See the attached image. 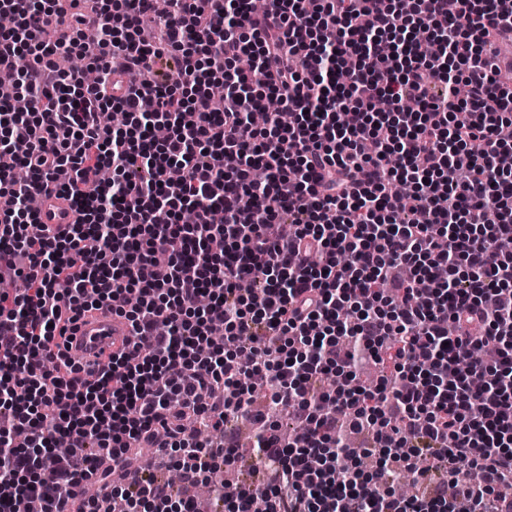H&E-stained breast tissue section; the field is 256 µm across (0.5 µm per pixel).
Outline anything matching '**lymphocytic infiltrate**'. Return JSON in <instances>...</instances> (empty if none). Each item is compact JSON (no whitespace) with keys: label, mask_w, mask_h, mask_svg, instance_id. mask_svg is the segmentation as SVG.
<instances>
[{"label":"lymphocytic infiltrate","mask_w":512,"mask_h":512,"mask_svg":"<svg viewBox=\"0 0 512 512\" xmlns=\"http://www.w3.org/2000/svg\"><path fill=\"white\" fill-rule=\"evenodd\" d=\"M58 3L0 0L14 19L0 34V512H101L79 489L105 481L104 459L123 472L124 512L175 498L139 448L179 453L198 484L232 451L184 421L242 416L262 479L216 484L226 512L257 496L265 512H444L456 495L502 512L512 86L484 52L494 25L512 29V0H172L163 15L93 0L64 36L46 23ZM78 48L102 50L98 81L58 66ZM272 92L292 122L254 127ZM51 183L80 215L60 236L34 230L33 191ZM258 212L293 232L267 237ZM102 308L149 342L89 378L51 346L63 320ZM485 346L495 360L476 362ZM369 360L393 370L366 388ZM258 371L291 409L288 436L252 408ZM343 421L372 428L378 467H361ZM437 462L480 481L390 493L396 471L425 480Z\"/></svg>","instance_id":"obj_1"}]
</instances>
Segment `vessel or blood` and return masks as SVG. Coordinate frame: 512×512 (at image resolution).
Listing matches in <instances>:
<instances>
[{
	"label": "vessel or blood",
	"mask_w": 512,
	"mask_h": 512,
	"mask_svg": "<svg viewBox=\"0 0 512 512\" xmlns=\"http://www.w3.org/2000/svg\"><path fill=\"white\" fill-rule=\"evenodd\" d=\"M36 201L35 218L46 232H65L75 222L76 210L71 200L58 189L38 194ZM68 335L63 353L83 371L90 372L102 368L112 352L126 347L134 333L125 318L107 310H93L73 322Z\"/></svg>",
	"instance_id": "1"
}]
</instances>
